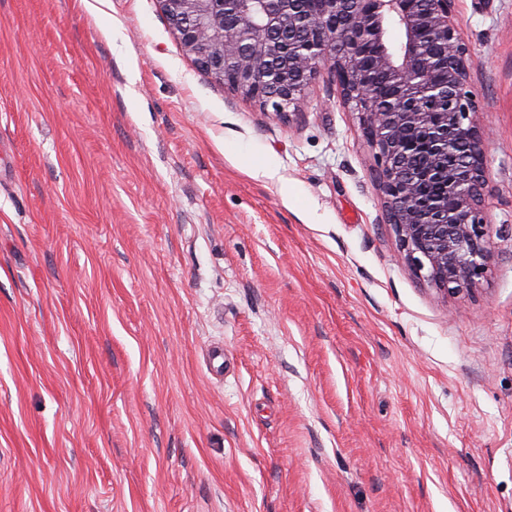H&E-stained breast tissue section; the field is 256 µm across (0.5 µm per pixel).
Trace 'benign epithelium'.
Wrapping results in <instances>:
<instances>
[{"label":"benign epithelium","mask_w":512,"mask_h":512,"mask_svg":"<svg viewBox=\"0 0 512 512\" xmlns=\"http://www.w3.org/2000/svg\"><path fill=\"white\" fill-rule=\"evenodd\" d=\"M196 66L286 118L326 72L356 103L402 261L437 295L469 290L493 258L478 104L455 0H158ZM402 40L391 43L388 28ZM373 52L374 67L362 64ZM395 93L381 98L379 80Z\"/></svg>","instance_id":"benign-epithelium-1"}]
</instances>
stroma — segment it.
I'll return each mask as SVG.
<instances>
[{"label":"stroma","instance_id":"obj_1","mask_svg":"<svg viewBox=\"0 0 512 512\" xmlns=\"http://www.w3.org/2000/svg\"><path fill=\"white\" fill-rule=\"evenodd\" d=\"M455 18L494 258L444 301L326 76L284 120L158 0H0V512H512V0Z\"/></svg>","mask_w":512,"mask_h":512}]
</instances>
